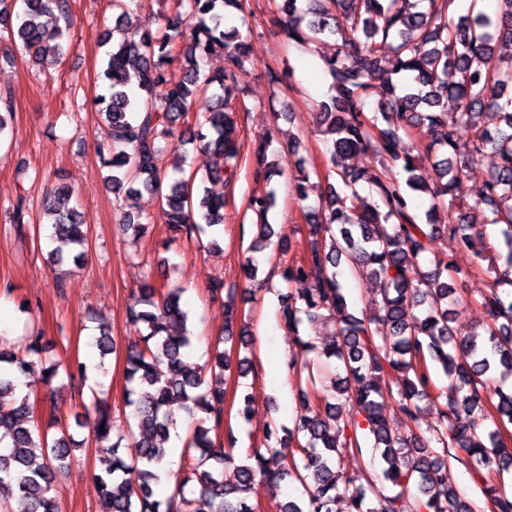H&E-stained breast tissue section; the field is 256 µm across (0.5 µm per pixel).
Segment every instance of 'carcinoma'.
<instances>
[{
    "label": "carcinoma",
    "mask_w": 512,
    "mask_h": 512,
    "mask_svg": "<svg viewBox=\"0 0 512 512\" xmlns=\"http://www.w3.org/2000/svg\"><path fill=\"white\" fill-rule=\"evenodd\" d=\"M134 0H112L119 11L106 34L107 61L102 75L106 92L96 96L99 114L108 126L112 153L106 180L112 191L128 200L146 191L157 196L173 231L172 240L192 239L224 225V198L205 183H232L240 158L239 106L228 96L236 72L250 61V40L235 26L224 25L232 11L245 13L249 0H173L171 11L156 27L133 20ZM69 0H0V19L9 21L8 40L40 67L58 61L59 40L68 19ZM284 40L306 48L331 39L336 52L323 57L331 78L326 100L314 112L327 136L328 184L319 208L305 213L311 222L307 249L301 260L286 266L289 282L304 281L310 269L322 276L309 288L281 295L280 319L295 343L305 351L310 342L299 334L303 322L328 327L326 357L341 362L344 375L316 388L313 365L288 359V369L311 387L301 390L292 428L281 447L255 449L250 462L236 464L233 438L219 440L224 424V371L230 354L218 350L210 368L190 366L185 355L192 346L181 289L143 281L133 294L129 320L143 329L142 345L126 354L127 406L135 421L138 456L129 463L119 455L124 437L111 441L112 420L103 399L94 400L104 433L96 441L109 443L94 474L105 512H255L256 486L277 487L291 478L307 488V499L279 504V512H335L343 499L348 512H472L470 504L448 486V459L466 456L474 475L512 468V448L501 429L512 425V387H491L497 366L512 372V292L490 289L482 297L492 324L483 332L459 336L448 317V297L457 293L444 272L448 262L417 273L419 259L434 236L447 232L459 247L474 248L480 228L455 210L451 197L466 176L482 183L480 202L503 225L501 246L505 266L512 268V0H497L493 14L471 0L458 17L455 0H280ZM511 49L503 60L493 43ZM219 53L224 69L205 72L204 58ZM391 56L392 66L381 65ZM456 80L448 82V74ZM378 96L377 107L364 102ZM453 108H448V103ZM427 127L434 138L415 141ZM467 127L472 138L459 151L457 130ZM191 144L208 152L212 163L197 177L166 178L165 152L180 155ZM490 151L497 157L491 169L479 166ZM367 155L374 164L351 169L348 161ZM256 174L271 182L284 174L279 160L269 158L266 145L255 148ZM430 165L436 182L423 175ZM293 188L302 203L309 196L311 175L306 159L295 160ZM366 183L373 196L360 193ZM429 195L424 217L413 207L412 193ZM276 192L250 200L257 215L253 244L243 270L257 277L272 245L274 230L268 212ZM51 232L49 257L54 262L85 259L88 233L79 212L43 203ZM123 231L144 236L148 224L131 212ZM381 285L377 312L357 316L343 293L341 265ZM224 343L247 346L233 335L237 309L225 304ZM95 346L100 357L114 352L115 339L99 327ZM26 354L0 346V504L6 512H55L54 482L69 467L70 434L41 426L35 403L16 396L17 382L35 372L48 373L51 393L60 372L74 373L46 356L42 337L29 336ZM448 378L436 389L428 362ZM439 403L440 418L429 427L430 437L400 436L389 428L385 403L419 424V402ZM196 420L186 445L188 464L176 475L175 489L157 498L159 469L168 456L167 444L175 414ZM373 440L379 452L381 477L401 491L384 498L380 509L367 506V488L341 468V459L361 450V440ZM236 465V483L224 482V467ZM491 512H512V497L494 483L485 487Z\"/></svg>",
    "instance_id": "cac0c4a2"
}]
</instances>
